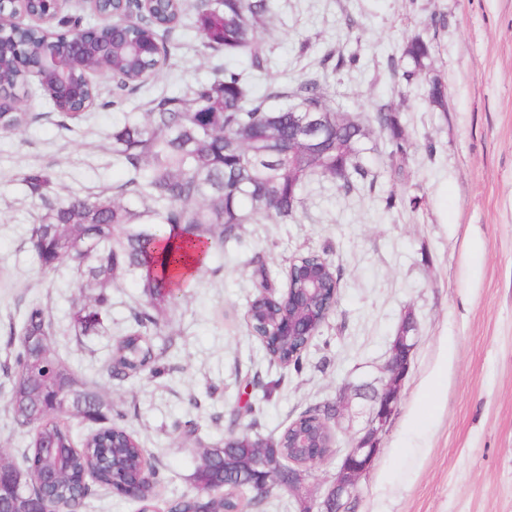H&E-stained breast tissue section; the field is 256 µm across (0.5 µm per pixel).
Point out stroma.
I'll use <instances>...</instances> for the list:
<instances>
[{"mask_svg": "<svg viewBox=\"0 0 512 512\" xmlns=\"http://www.w3.org/2000/svg\"><path fill=\"white\" fill-rule=\"evenodd\" d=\"M417 34L432 41L434 60L406 84L389 60ZM260 39L269 63L256 70L246 56L225 58L204 48L195 29L177 27L164 39L169 55L156 77L71 131L56 125L37 79L29 80L20 105L37 121L0 135V368L15 353L11 326L32 303L47 307L53 353L111 400L146 448L164 502L191 490L200 446L231 430L274 438L306 408L345 400L349 410L333 427L336 456L305 472V490L319 501L339 454L362 435L392 343L409 321L411 364L349 512H512V0H276ZM352 53L357 66L336 70L337 56ZM226 64L248 70L259 91L319 77L333 105L361 120L392 106L407 160L390 161L387 133L375 132L367 180L346 191L315 176L288 223L254 216L241 228L243 245L212 252L184 297L158 313L150 333L165 351L162 374L112 378L107 361L144 306L143 292L135 278L119 277L104 332L74 335L75 274L37 261L28 237L42 209L21 177L47 169L61 198L112 189L125 179L112 163L113 125L155 96L210 81ZM436 78L448 87L444 108L428 99ZM393 190L407 205L386 208ZM311 251L338 270V303L301 370H286L245 323L254 268L264 264L279 295L292 259ZM11 386L0 371V455L23 469L32 434L13 419ZM254 402L259 413H247ZM190 422L192 440L183 434Z\"/></svg>", "mask_w": 512, "mask_h": 512, "instance_id": "stroma-1", "label": "stroma"}]
</instances>
